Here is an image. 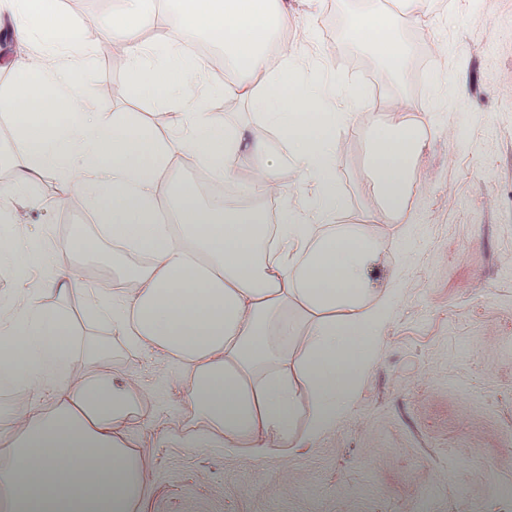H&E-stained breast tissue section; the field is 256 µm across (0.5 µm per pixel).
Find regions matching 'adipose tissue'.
<instances>
[{
  "instance_id": "obj_1",
  "label": "adipose tissue",
  "mask_w": 512,
  "mask_h": 512,
  "mask_svg": "<svg viewBox=\"0 0 512 512\" xmlns=\"http://www.w3.org/2000/svg\"><path fill=\"white\" fill-rule=\"evenodd\" d=\"M192 20L237 18V35L224 56L235 79H201L202 65L160 32L154 45L139 38L154 21L149 0H125L124 20L112 24L122 43L138 95L181 99L182 76L197 73L205 94L248 93L255 73L269 65V48L287 16L279 0H188ZM21 40L41 41L38 67L22 63L36 95L16 107L18 88L0 92V111L17 115V136L31 144L36 167L60 173L71 190H86L109 219L108 232L121 251L147 252V264L127 270L134 293L93 292L97 319L150 353L188 363L189 402L210 425L192 437L196 448H248L256 457L271 452L270 438L288 442L299 415L289 353L305 339L302 373L314 394L309 436L335 426L355 401L365 356L373 347L393 301V291H372L368 269L380 247L354 224L316 234L300 216L283 212L274 229L258 209L217 212L185 205L179 186L173 224L152 212L153 187L168 161L191 151L217 178L225 162L245 159L275 173L282 161L258 147L241 155L238 137L192 104L182 132L159 141L137 121H103L88 109L71 71L56 65L53 51L79 45L77 31L58 24L44 33L38 21L53 13L55 0H8ZM311 107L294 111L286 83L271 79L267 91L250 95L288 140L299 169L322 186L313 209L329 221L342 205L334 185L336 129L356 101L335 76L302 91ZM424 121L399 115L372 127L365 161L367 186L382 215L404 217L415 183V167L428 142ZM81 172L73 181V172ZM102 357L99 345L76 344L70 323L26 295L10 318L0 321V389L22 388L34 398L52 393L54 409L28 416L13 448L0 456V500L8 512H136L146 495L142 457L115 434L137 409L139 395L127 382L90 372L72 376L76 354Z\"/></svg>"
}]
</instances>
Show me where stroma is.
<instances>
[{
	"instance_id": "35a3bbf8",
	"label": "stroma",
	"mask_w": 512,
	"mask_h": 512,
	"mask_svg": "<svg viewBox=\"0 0 512 512\" xmlns=\"http://www.w3.org/2000/svg\"><path fill=\"white\" fill-rule=\"evenodd\" d=\"M287 30L299 67L294 86L327 75L362 87L364 103L336 130L350 142L337 156L336 190L343 205L332 224H357L382 244L372 286L392 288L384 327L371 350L358 395L331 429L311 438L298 424L291 446L265 457L248 449L192 448L185 437L208 431L189 403L190 369L157 360L94 321L85 294L66 288L64 247L71 230L53 201L64 185L56 172L35 168L14 135V120L0 114V210L14 218L23 238L42 239L49 265L28 268L25 278L0 268L4 298L30 289L38 302L68 318L76 336L105 342L108 357H76L72 372L95 371L113 381L136 377L145 399L117 433L147 466L143 512H512V0H455L442 9L429 0L420 22L391 16L412 48L398 85L385 67L351 37L356 0H286ZM56 12L77 27L90 62L80 81L93 112L108 118L129 112L158 138L180 129L185 105L203 99L227 130L241 131L242 148L259 145L281 156L276 176L284 184L275 211L309 213L319 184L291 162V150L273 124H260L243 96L183 100L136 96L129 71H115L103 56L112 46L110 21L122 20V0H56ZM97 24L88 27L87 13ZM448 45L430 72L421 60L430 38ZM400 89L408 119H426L429 146L410 196L405 222L379 216L380 203L365 188V154L375 114V85ZM459 138L449 142L448 128ZM26 179L28 190L13 186ZM80 233L93 240L95 262L112 281V240L90 196L76 192ZM293 479L283 482L282 472Z\"/></svg>"
}]
</instances>
